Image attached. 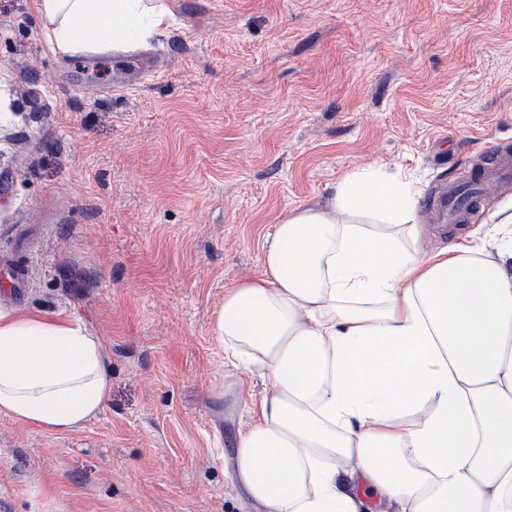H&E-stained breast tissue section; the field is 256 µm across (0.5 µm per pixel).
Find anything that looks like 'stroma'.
<instances>
[{"mask_svg":"<svg viewBox=\"0 0 512 512\" xmlns=\"http://www.w3.org/2000/svg\"><path fill=\"white\" fill-rule=\"evenodd\" d=\"M169 4L144 44L61 55L35 0H0V268L25 279L0 306L73 313L112 374L74 430L0 415V512H262L231 474L263 380L211 323L275 224L371 167L421 189L430 249L512 198L435 218L512 157V0ZM511 176L512 159L500 158L484 169L479 179H473L466 184H448V188L438 196L436 210L442 216L448 214L456 219L470 218L476 210L484 185L509 179Z\"/></svg>","mask_w":512,"mask_h":512,"instance_id":"35a3bbf8","label":"stroma"}]
</instances>
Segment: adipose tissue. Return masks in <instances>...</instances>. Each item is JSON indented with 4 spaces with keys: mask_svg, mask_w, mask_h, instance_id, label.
I'll return each mask as SVG.
<instances>
[{
    "mask_svg": "<svg viewBox=\"0 0 512 512\" xmlns=\"http://www.w3.org/2000/svg\"><path fill=\"white\" fill-rule=\"evenodd\" d=\"M65 55L165 28L161 0H36ZM410 182L352 173L276 224L263 277L224 294L212 333L269 384L236 438L264 512H512V203L491 241L428 252ZM112 387L101 336L66 311L0 308V415L66 432ZM357 468L345 469L348 459Z\"/></svg>",
    "mask_w": 512,
    "mask_h": 512,
    "instance_id": "1",
    "label": "adipose tissue"
}]
</instances>
